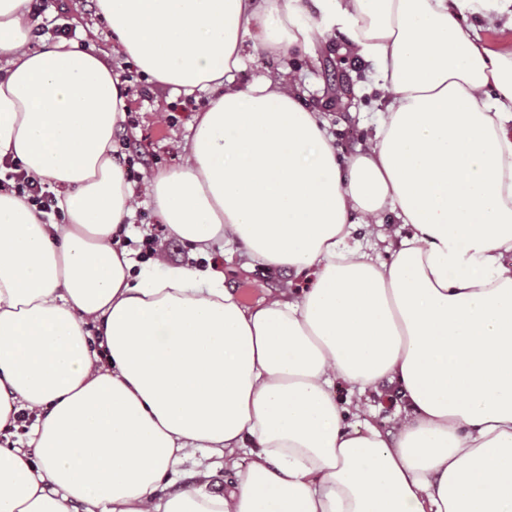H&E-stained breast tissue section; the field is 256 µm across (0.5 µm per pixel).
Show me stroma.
I'll use <instances>...</instances> for the list:
<instances>
[{
    "label": "stroma",
    "mask_w": 512,
    "mask_h": 512,
    "mask_svg": "<svg viewBox=\"0 0 512 512\" xmlns=\"http://www.w3.org/2000/svg\"><path fill=\"white\" fill-rule=\"evenodd\" d=\"M51 20L74 28L75 40L81 45L106 51L112 48V35L98 15L94 0H47L37 23L44 26ZM347 43V36L336 29L316 35L307 51L291 57L274 47L246 45L244 63L235 81L245 85L265 76L289 75L299 87L302 104L323 113L338 156L350 158L364 151L373 134L376 116L382 109V93L374 83L373 64L354 59ZM112 72L121 76L125 104L135 117L134 123L125 124L120 136L141 146L150 159L149 168H137L131 180L136 205L124 245L137 268L156 275L162 274L167 265L210 270L222 275L225 288L249 304L303 288V280L291 270L248 262L238 244L228 243L223 252L203 255L169 233L153 201L144 193L142 178L148 172L157 174L181 166L180 146L191 137L196 116L210 94L195 92L189 110L178 112L174 106L183 101V92L156 82L150 96L145 97L141 94L142 76L124 78L123 60L113 59ZM407 232V227L389 214L383 225H357L355 237L371 255L382 256L388 245ZM148 238L154 241L155 252L151 255L142 248ZM367 396L365 420L382 431L396 432L402 404L395 388L383 380L368 388ZM204 470L210 473L208 488L215 494L223 493L237 480L236 471L225 468L222 459L198 453L178 466L173 489L193 484L198 472Z\"/></svg>",
    "instance_id": "1"
}]
</instances>
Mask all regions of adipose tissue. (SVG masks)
I'll list each match as a JSON object with an SVG mask.
<instances>
[{
	"label": "adipose tissue",
	"mask_w": 512,
	"mask_h": 512,
	"mask_svg": "<svg viewBox=\"0 0 512 512\" xmlns=\"http://www.w3.org/2000/svg\"><path fill=\"white\" fill-rule=\"evenodd\" d=\"M97 0L112 51L158 83L212 91L184 165L146 187L208 254L308 273L248 307L211 273L137 270L117 234L134 189L108 54L27 48L31 0H0V161L59 192L62 222L0 192V512H512V52L458 20L512 0ZM345 31L386 103L340 163L298 90L234 75L247 42L288 53ZM406 226L391 260L350 214ZM386 380L396 439L346 421L335 380ZM248 468L224 494L171 491L196 451Z\"/></svg>",
	"instance_id": "ef3b65f1"
}]
</instances>
